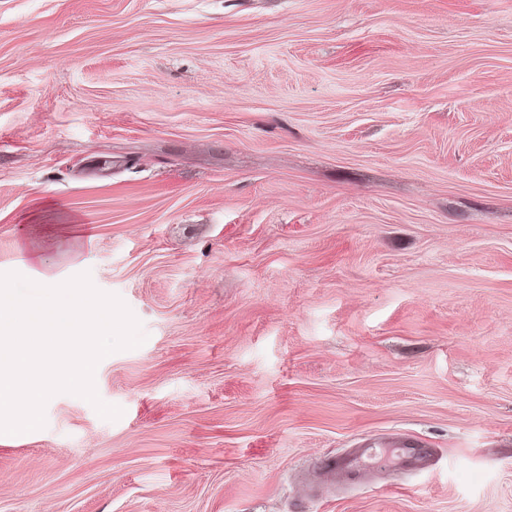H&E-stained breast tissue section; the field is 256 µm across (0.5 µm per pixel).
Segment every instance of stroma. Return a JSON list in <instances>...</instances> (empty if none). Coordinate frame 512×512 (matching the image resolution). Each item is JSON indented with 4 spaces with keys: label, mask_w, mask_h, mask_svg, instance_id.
Wrapping results in <instances>:
<instances>
[{
    "label": "stroma",
    "mask_w": 512,
    "mask_h": 512,
    "mask_svg": "<svg viewBox=\"0 0 512 512\" xmlns=\"http://www.w3.org/2000/svg\"><path fill=\"white\" fill-rule=\"evenodd\" d=\"M4 272L145 341L0 512H512V0H0ZM396 435L437 469L310 475Z\"/></svg>",
    "instance_id": "stroma-1"
}]
</instances>
